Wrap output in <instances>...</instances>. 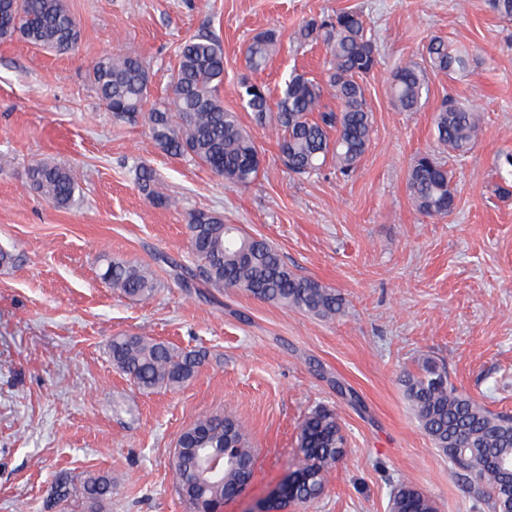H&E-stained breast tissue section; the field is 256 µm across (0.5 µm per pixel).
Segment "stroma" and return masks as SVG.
Here are the masks:
<instances>
[{"label": "stroma", "mask_w": 512, "mask_h": 512, "mask_svg": "<svg viewBox=\"0 0 512 512\" xmlns=\"http://www.w3.org/2000/svg\"><path fill=\"white\" fill-rule=\"evenodd\" d=\"M82 22L76 48L55 55L21 38L0 41V512H85L80 489L111 474L107 512H190L170 460L179 435L226 411L257 450L250 484L222 512H249L301 460L299 428L315 407L333 409L346 452L322 495L288 512H390L408 480L437 512H491L420 428L404 372L423 359L495 412L512 414V193L502 194L512 155V20L487 0H66ZM341 10L360 12L377 46L362 84L372 113L367 151L350 176L325 166L298 176L278 158L276 135L254 126L239 86L277 91L294 70L324 81L322 44L300 28ZM272 29L281 48L267 67L243 53ZM207 34L224 49L226 109L251 127L264 155L258 179L226 185L206 166L158 149L145 120L117 121L89 79L105 53L137 55L152 98L170 89L177 48ZM441 38L466 47L460 73L429 72L416 112L390 95L398 66L423 63ZM482 116L464 155L440 152L433 118L445 98ZM440 152L456 196L450 217L429 218L406 189L418 153ZM35 160L69 167L77 190L65 208L26 179ZM158 206L138 186L140 167ZM214 212L267 239L299 275L344 297L333 322L254 299L211 292L190 250L187 216ZM149 268L158 285L141 299L109 288L101 266ZM143 335L207 358L183 387L146 391L115 368L112 337ZM351 387L360 406L336 390ZM71 495L54 504L56 479Z\"/></svg>", "instance_id": "stroma-1"}]
</instances>
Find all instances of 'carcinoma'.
Wrapping results in <instances>:
<instances>
[{
  "label": "carcinoma",
  "instance_id": "obj_1",
  "mask_svg": "<svg viewBox=\"0 0 512 512\" xmlns=\"http://www.w3.org/2000/svg\"><path fill=\"white\" fill-rule=\"evenodd\" d=\"M19 35L27 42L54 53L73 50L80 39V20L64 0H0V40ZM302 37L326 50L327 79L321 85L303 73L291 72L276 101L258 84L242 85L245 107L259 127L277 133L279 158L298 175L319 171L332 163L343 175L353 172L371 140L372 121L361 78L376 63V47L368 36L363 16L341 11L329 20H310ZM279 46L274 30L256 34L244 51L248 69H264ZM171 76V93L148 114L155 145L168 155L190 157L208 167L224 182L247 187L262 169L261 152L250 129L237 113L224 108L220 86L224 82V49L207 35L185 40L177 53ZM427 67L408 64L397 68L391 96L405 112H415L428 95L426 69L459 72L467 69L470 53L435 39L426 47ZM92 82L114 116L134 121L150 95V74L140 58L123 53L101 56L92 65ZM331 89L336 108L323 103ZM438 143L464 154L480 131V117L465 105L446 100L433 119ZM32 186L51 204L67 207L77 188L70 171L40 160L27 169ZM155 176L143 166L139 185L160 205L170 201L154 196ZM406 186L415 210L429 217L446 216L455 208L451 176L434 154H418L407 173ZM192 252L202 262L201 277L220 291L237 288L248 295L285 308L298 309L333 320L344 312V299L319 281L294 273L267 240L241 227L224 223L215 213H189ZM101 279L129 296L149 298L153 277L144 269L120 262L106 265ZM112 365L144 389L177 388L191 380L202 366L201 351H184L144 336H114L109 343ZM404 387L413 413L434 447L448 455L451 464L474 475L473 493L488 502L493 512L512 510V415L495 413L448 382L445 367L427 359L417 374L404 375ZM192 443L178 440L171 468L179 493L191 512H221L224 501L247 484L253 460L248 434L232 415L198 419L190 429ZM303 462L298 477L282 487L268 505L269 512H285L295 503H308L324 491L329 470L343 457L345 439L336 412L313 409L300 427ZM222 452L223 467L205 473L203 457ZM87 512H106L112 500V476H90L83 482ZM391 512H436L434 501L405 481L392 493Z\"/></svg>",
  "mask_w": 512,
  "mask_h": 512
}]
</instances>
